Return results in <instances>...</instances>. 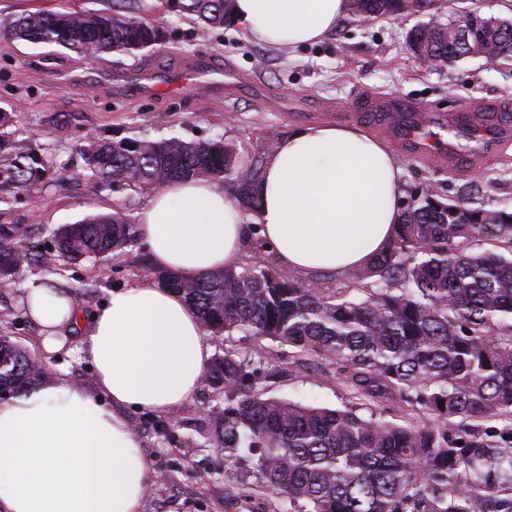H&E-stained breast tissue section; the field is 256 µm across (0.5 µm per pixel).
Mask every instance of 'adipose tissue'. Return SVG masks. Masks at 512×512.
Listing matches in <instances>:
<instances>
[{
  "label": "adipose tissue",
  "mask_w": 512,
  "mask_h": 512,
  "mask_svg": "<svg viewBox=\"0 0 512 512\" xmlns=\"http://www.w3.org/2000/svg\"><path fill=\"white\" fill-rule=\"evenodd\" d=\"M348 0H234L243 35L276 47L319 42ZM254 220L220 180L175 178L139 211L154 266L186 278L238 267L251 225L289 271L364 265L392 240L402 185L396 158L356 126L313 123L281 138L256 187ZM43 353L80 328L95 389L67 379L0 400V512H141L153 473L127 409L170 413L189 403L209 365L201 321L177 292L146 281L112 289L84 317L49 280L24 287Z\"/></svg>",
  "instance_id": "obj_1"
}]
</instances>
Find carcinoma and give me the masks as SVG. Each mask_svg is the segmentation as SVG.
<instances>
[{
	"label": "carcinoma",
	"instance_id": "carcinoma-1",
	"mask_svg": "<svg viewBox=\"0 0 512 512\" xmlns=\"http://www.w3.org/2000/svg\"><path fill=\"white\" fill-rule=\"evenodd\" d=\"M168 11L209 29L230 21L233 0H166ZM406 0H350L362 19L407 15ZM471 48L448 40V25L413 27L408 46L442 64L458 54L493 61L512 45L478 10L463 15ZM3 36L54 44L96 58L153 49L166 30L142 16L72 10L25 11ZM0 111V203L65 174ZM79 177L118 192L163 187L174 178L236 182L235 199L257 214L254 188L264 157L238 168L222 140L92 137L80 146ZM244 174L238 178V174ZM54 252L20 234L0 236V288L28 266L102 260L137 243L121 209L47 229ZM481 241L508 253L470 250ZM183 295L210 335L286 343L344 377L352 398L341 408L266 398L254 379L273 357L260 346L214 356L204 384L224 396V411L201 434L224 458L254 457L264 487L303 504L299 512H512V211L420 194L404 208L387 249L325 288L278 268L243 263L187 279L153 271ZM37 355L0 334V392L13 398L44 385ZM401 402L396 413L382 409Z\"/></svg>",
	"mask_w": 512,
	"mask_h": 512
}]
</instances>
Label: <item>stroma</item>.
I'll use <instances>...</instances> for the list:
<instances>
[{"label": "stroma", "mask_w": 512, "mask_h": 512, "mask_svg": "<svg viewBox=\"0 0 512 512\" xmlns=\"http://www.w3.org/2000/svg\"><path fill=\"white\" fill-rule=\"evenodd\" d=\"M76 10L111 9L164 23L167 40L135 56L89 59L61 47L14 41L0 35V108L16 113L20 136L33 137L54 164L80 167L77 146L88 134L107 138L216 139L237 144L243 155L270 156L281 137L322 122L366 129L396 157L404 197L434 186L442 198H464L512 210V60L469 58L431 65L411 54L406 35L413 17L362 21L346 16L321 42L271 47L244 38L236 27L204 29L166 13L160 0H67ZM408 105V120L446 126L472 116L486 126L480 143L459 136L455 150L431 149L401 134L390 117L395 103ZM65 128H57L60 115ZM149 195L115 193L80 180L0 203V230H31L33 242L50 246L41 225L70 224L89 213L123 208L136 218ZM144 242L98 263L66 266L57 285L80 293L94 311L110 290L152 278ZM11 308L7 332L38 353L39 327L16 295L0 294ZM67 340L47 358L52 378L94 386L89 361ZM274 369L258 375L266 396L308 405L339 407L350 393L335 366L301 357L274 343ZM216 403L199 388L191 403L171 414L133 412L129 418L155 477L141 512H288L283 497L264 488L245 461H222L215 449L188 444L207 424Z\"/></svg>", "instance_id": "35a3bbf8"}]
</instances>
